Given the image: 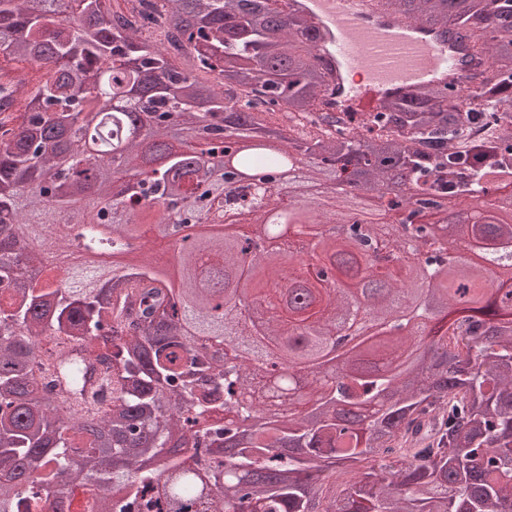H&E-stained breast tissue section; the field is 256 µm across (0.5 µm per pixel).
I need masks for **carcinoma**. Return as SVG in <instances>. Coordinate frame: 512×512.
<instances>
[{
  "mask_svg": "<svg viewBox=\"0 0 512 512\" xmlns=\"http://www.w3.org/2000/svg\"><path fill=\"white\" fill-rule=\"evenodd\" d=\"M276 2L156 0L169 40L197 69L216 73L217 90L127 27L109 0H0V56L46 69L21 123L0 124V512H44L75 483L92 490L96 512H512V305L491 291L512 295V284L496 270L428 258L370 269L377 320L399 316L438 337L445 360L374 372L366 361L405 353L411 342L381 330L345 360L344 381L316 391L318 414L308 416L272 411L260 398L245 403L233 390L270 395L251 358L253 337L221 309L227 289L271 292L244 274L250 247L239 239L199 233L176 283L156 256L109 274L77 267L59 281L39 250H13L32 224L54 234L62 214L110 224L118 237L163 223L156 205L197 223L202 204L224 195L223 168L203 157L194 167L182 162L202 131L279 139L286 130L283 149L305 154L309 182L331 192L351 168L367 194L394 169L414 174L420 196L460 203L483 182L512 187V25H486L492 13L512 15V0H377L381 11L459 43L475 84L462 94L427 85L375 113L320 111L331 70L311 43L312 21L293 12L291 33L270 40ZM211 54L222 56L220 68ZM108 117L102 134L133 118L146 139L76 165L70 129ZM147 163L159 172L132 183L129 204L118 207L113 178ZM511 208L506 198L503 215L457 224L455 235L493 254L512 241ZM344 210L336 196L308 201L302 215L337 224ZM358 273L349 242H321L298 269L290 286L298 296L269 328L268 347L302 324L306 337L288 349L317 360L336 310L357 311L347 284ZM459 280L471 292L462 308L452 302ZM132 282L140 313L126 317ZM58 336L104 368L111 405L80 412L41 387L40 343ZM200 336L233 339L243 359L228 364L202 351ZM60 373L81 391L83 362ZM389 388L385 407L378 398ZM340 466L357 473L327 499L323 483Z\"/></svg>",
  "mask_w": 512,
  "mask_h": 512,
  "instance_id": "carcinoma-1",
  "label": "carcinoma"
}]
</instances>
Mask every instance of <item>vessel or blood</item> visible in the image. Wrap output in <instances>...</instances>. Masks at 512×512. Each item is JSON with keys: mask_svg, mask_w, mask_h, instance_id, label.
I'll list each match as a JSON object with an SVG mask.
<instances>
[{"mask_svg": "<svg viewBox=\"0 0 512 512\" xmlns=\"http://www.w3.org/2000/svg\"><path fill=\"white\" fill-rule=\"evenodd\" d=\"M296 4L317 12L315 45L328 65L364 74L363 83L348 88L361 111H377L387 92L416 87L431 73L448 78L458 89L466 84L456 54L443 51L439 42L412 34L410 23L380 19L373 0H296Z\"/></svg>", "mask_w": 512, "mask_h": 512, "instance_id": "b4317fda", "label": "vessel or blood"}]
</instances>
